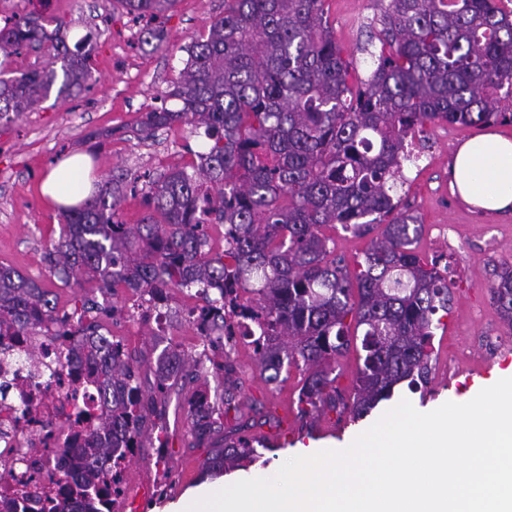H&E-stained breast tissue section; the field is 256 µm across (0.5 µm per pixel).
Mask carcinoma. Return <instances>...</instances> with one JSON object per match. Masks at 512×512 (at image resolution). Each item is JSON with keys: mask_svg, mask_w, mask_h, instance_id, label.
I'll list each match as a JSON object with an SVG mask.
<instances>
[{"mask_svg": "<svg viewBox=\"0 0 512 512\" xmlns=\"http://www.w3.org/2000/svg\"><path fill=\"white\" fill-rule=\"evenodd\" d=\"M136 16L157 17L176 0H118ZM224 16L188 49L168 98L179 108L141 115L145 139L176 123L207 139L191 169L158 176L121 174L81 205L63 209L58 241L47 249L49 272L64 285L95 282L104 296L128 288L159 305L158 290L177 288L200 300L190 320L208 342L236 345L234 324L251 326L260 373L279 381L284 365H303L301 413L322 405L357 421L395 388L427 381L432 326L448 314V280L428 269L412 248L417 216L393 195L409 140L426 123L512 124V14L497 0H377L369 39L381 44L376 67L353 90L349 65L324 23V0H227ZM43 67L0 79V121L13 122L46 98L83 89L94 79L89 40L68 44L65 27L47 33L31 14L0 24V52L40 50ZM145 180L146 213L137 224L119 214L128 183ZM216 187V193L203 185ZM224 229V251L213 252L209 230ZM341 225L363 232L384 224L355 276L323 233ZM252 298L240 301L239 292ZM491 300L512 330V268L498 275ZM103 304L84 297L56 313L49 292L0 266V334L34 336L53 327L87 342L65 345L64 360L86 363L102 412L87 423L74 449L71 481L38 501L0 494V512H112L127 459L143 447L148 414L188 382L200 386L182 408L198 442L224 431L223 406L235 382L210 388L200 365L225 377L235 372L228 352L188 356L171 347L153 362L145 390L135 372L142 359L101 333ZM361 331L363 351L351 403L336 388V357ZM257 458L239 436L216 446L206 469L221 474Z\"/></svg>", "mask_w": 512, "mask_h": 512, "instance_id": "cac0c4a2", "label": "carcinoma"}]
</instances>
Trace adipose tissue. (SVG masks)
Returning <instances> with one entry per match:
<instances>
[{"instance_id":"adipose-tissue-1","label":"adipose tissue","mask_w":512,"mask_h":512,"mask_svg":"<svg viewBox=\"0 0 512 512\" xmlns=\"http://www.w3.org/2000/svg\"><path fill=\"white\" fill-rule=\"evenodd\" d=\"M460 198L489 214L512 209V140L486 133L463 142L450 165ZM91 184L83 155H73L46 175L41 191L55 204L73 206L88 195Z\"/></svg>"}]
</instances>
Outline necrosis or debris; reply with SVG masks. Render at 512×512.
Listing matches in <instances>:
<instances>
[{
    "label": "necrosis or debris",
    "instance_id": "1",
    "mask_svg": "<svg viewBox=\"0 0 512 512\" xmlns=\"http://www.w3.org/2000/svg\"><path fill=\"white\" fill-rule=\"evenodd\" d=\"M26 342L37 350L35 360L22 362L12 337L0 338V464L12 469L7 493L41 496L32 477L37 469H52L65 477L77 466L67 447L82 429V414L97 413L96 389L89 380L74 381L61 358L57 337L38 334ZM28 404L26 418L17 409Z\"/></svg>",
    "mask_w": 512,
    "mask_h": 512
}]
</instances>
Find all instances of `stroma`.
I'll return each instance as SVG.
<instances>
[{
    "instance_id": "obj_1",
    "label": "stroma",
    "mask_w": 512,
    "mask_h": 512,
    "mask_svg": "<svg viewBox=\"0 0 512 512\" xmlns=\"http://www.w3.org/2000/svg\"><path fill=\"white\" fill-rule=\"evenodd\" d=\"M224 0H177L175 7L155 19H133L118 0H51L42 12L47 31L57 23L67 27L70 41L89 37L96 82L89 89L64 97L49 93L33 110L17 120L0 123V263L20 270L48 289L58 310L70 309L76 298L91 293V284L63 285L50 276L44 253L59 236L63 214L40 191L50 167L73 153L87 154L95 185L121 173H159L182 167L191 153L202 150L201 137L176 126L155 138L138 139L132 126L148 108L167 103V93L188 59L187 50L210 24L224 15ZM376 0H325L329 26L350 66L351 81L373 68L365 52L364 23L373 16ZM163 30L159 46L142 44L144 28ZM428 147L412 144V159L403 165L405 183L401 204L422 220L416 252L425 264L447 271L451 308L434 330L428 382L402 396L422 413L446 402L465 403L482 389L512 378V330L502 321L491 300L496 274L512 266V212L485 214L471 209L450 186V162L457 146L479 135L476 127L427 124ZM383 225L358 236L343 228H326L344 255L350 273H357L372 238ZM114 304L126 315L110 324L114 336L147 362L140 369L142 383H151L148 365L155 345H173L192 357L203 345L188 321L193 298L170 289L164 313L165 334H152L155 322L143 321L131 308L137 298L121 291ZM233 356L238 369L234 409L224 414L225 430L252 421L256 409L275 415L263 430L272 438L263 461L221 476L229 485L238 480L277 472L288 459L323 449L341 450L370 428L382 415L351 421L323 406L301 416L297 396L303 372L289 367L277 384L267 383L256 366L251 348L237 344ZM181 396L168 399L166 411L151 417L143 448L127 463L118 512H175L200 487L201 467L211 443L193 445L191 421L181 408Z\"/></svg>"
}]
</instances>
